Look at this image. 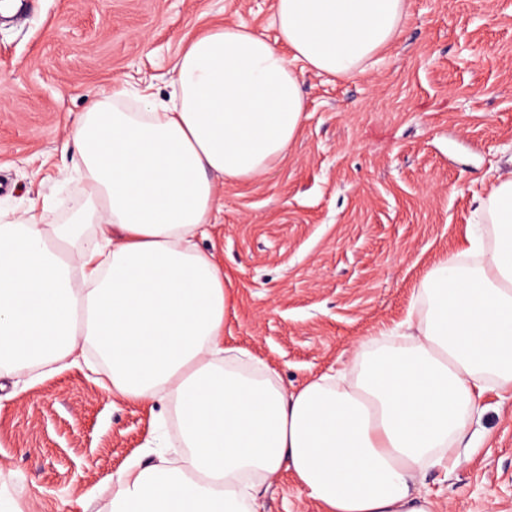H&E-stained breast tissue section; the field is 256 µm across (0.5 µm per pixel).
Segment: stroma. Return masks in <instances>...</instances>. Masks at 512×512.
<instances>
[{
	"instance_id": "stroma-1",
	"label": "stroma",
	"mask_w": 512,
	"mask_h": 512,
	"mask_svg": "<svg viewBox=\"0 0 512 512\" xmlns=\"http://www.w3.org/2000/svg\"><path fill=\"white\" fill-rule=\"evenodd\" d=\"M0 24V220L64 224L87 196L71 132L117 82L169 98L172 67L204 29L265 37L274 0H25ZM304 125L264 177L219 181L209 237L235 296L224 343L294 390L352 362L402 320L425 275L467 245L474 209L512 176V0H408L402 31L350 78L304 73ZM0 373V487L21 512H110L131 461L178 448L167 408L117 401L71 367L16 390ZM483 438L424 489L442 512H512V401L495 393ZM265 512H321L280 473Z\"/></svg>"
}]
</instances>
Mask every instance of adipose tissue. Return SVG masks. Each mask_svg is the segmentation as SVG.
<instances>
[{
	"label": "adipose tissue",
	"mask_w": 512,
	"mask_h": 512,
	"mask_svg": "<svg viewBox=\"0 0 512 512\" xmlns=\"http://www.w3.org/2000/svg\"><path fill=\"white\" fill-rule=\"evenodd\" d=\"M407 0H275V38L243 23L192 38L167 103L101 93L76 123L87 200L66 224H0V369L51 371L93 346L113 397L170 407L180 451L131 463L112 512H262L265 482L293 475L323 512H440L427 469L476 445L487 391L512 395V177L489 188L492 243L443 260L400 324L355 369L289 391L224 344L232 292L201 251L223 207L215 182L268 174L306 103L293 62L353 76L392 42ZM96 225L86 235L85 225Z\"/></svg>",
	"instance_id": "1"
}]
</instances>
